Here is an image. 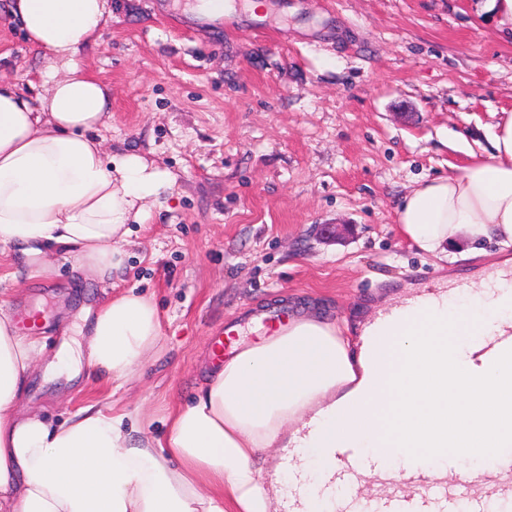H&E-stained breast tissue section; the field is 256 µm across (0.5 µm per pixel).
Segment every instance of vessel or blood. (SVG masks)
Here are the masks:
<instances>
[{"instance_id": "vessel-or-blood-1", "label": "vessel or blood", "mask_w": 512, "mask_h": 512, "mask_svg": "<svg viewBox=\"0 0 512 512\" xmlns=\"http://www.w3.org/2000/svg\"><path fill=\"white\" fill-rule=\"evenodd\" d=\"M482 353L489 367H512V326L487 339ZM336 466L332 480L343 494L334 512H512V438H499L492 462L483 472L449 468L445 477L428 473V455L417 452L404 471H393L386 441L369 449L346 438L332 450ZM370 469L376 489L363 496L357 491L360 473Z\"/></svg>"}]
</instances>
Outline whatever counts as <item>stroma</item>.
Instances as JSON below:
<instances>
[{
    "label": "stroma",
    "instance_id": "obj_1",
    "mask_svg": "<svg viewBox=\"0 0 512 512\" xmlns=\"http://www.w3.org/2000/svg\"><path fill=\"white\" fill-rule=\"evenodd\" d=\"M0 0V81L45 95V58ZM188 0H110L84 72L109 86L106 150L137 152L174 178L122 263L70 290L74 259L54 282L31 280L21 248L0 252V299L19 326L54 345L57 319L126 291L154 300L158 351L127 383L96 377L33 382L28 395L60 422L89 402L143 407L151 428L190 403L211 362V338L255 310L312 306L341 320L373 313L408 284L475 269L464 236L436 259L402 239L396 210L417 183L485 155L500 112H512V42L476 0H226L219 20ZM321 224H349L344 241Z\"/></svg>",
    "mask_w": 512,
    "mask_h": 512
}]
</instances>
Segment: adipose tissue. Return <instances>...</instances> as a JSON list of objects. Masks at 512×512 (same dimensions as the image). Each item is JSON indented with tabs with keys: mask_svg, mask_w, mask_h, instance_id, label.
<instances>
[{
	"mask_svg": "<svg viewBox=\"0 0 512 512\" xmlns=\"http://www.w3.org/2000/svg\"><path fill=\"white\" fill-rule=\"evenodd\" d=\"M27 40L49 59L40 107L0 82V248L23 247L36 277H56L55 253L103 277L122 261L129 224L141 223L171 187L165 171L136 153H105L95 134L107 125V86L86 76L81 49L96 41L107 0H12ZM487 156L459 174L413 187L397 209L402 238L435 258L457 234L497 239L492 265L512 268V113L495 125ZM468 327L447 303L416 311L402 304L381 327L362 312L334 321L317 313L280 335L240 345L210 365L192 402L168 417L162 437L144 429L143 410L111 413L98 403L62 423L27 405L35 373L130 381L158 349L154 303L124 294L84 309L81 339L47 348L21 332L0 302V512H276L309 473L325 480L328 453L345 436L370 447L371 420L383 416L395 462L413 450L447 454L440 436L480 431L486 409L512 437V414L498 412L500 372L469 376L448 362L466 329L512 322V305L471 281ZM395 355L410 386L384 380L376 348ZM455 421H448L449 411ZM292 448L294 464L263 474L269 456Z\"/></svg>",
	"mask_w": 512,
	"mask_h": 512,
	"instance_id": "obj_1",
	"label": "adipose tissue"
}]
</instances>
